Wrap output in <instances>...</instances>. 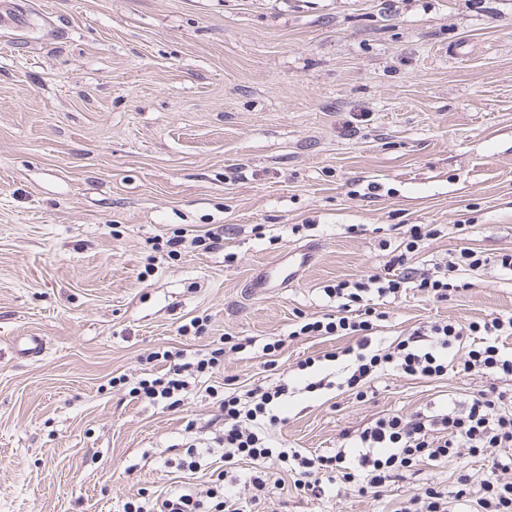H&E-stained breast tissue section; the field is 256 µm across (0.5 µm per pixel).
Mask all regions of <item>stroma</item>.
Masks as SVG:
<instances>
[{
	"label": "stroma",
	"mask_w": 512,
	"mask_h": 512,
	"mask_svg": "<svg viewBox=\"0 0 512 512\" xmlns=\"http://www.w3.org/2000/svg\"><path fill=\"white\" fill-rule=\"evenodd\" d=\"M14 3L27 27L0 25V512H124L221 481L239 512H399L427 484L456 491L462 472L479 497L488 461L464 453L375 497L311 496L286 474L256 502L250 464L205 448L227 381L288 380L271 441L316 455L385 414L512 392L489 375L388 371L361 399L338 387L351 338L291 334L298 315L335 309L325 286L382 272L404 225L441 227L419 268L463 246L512 250V0ZM210 232L219 247L168 257L174 234ZM283 260L293 278L254 289ZM464 278L444 303L400 293L374 344L512 314V274ZM196 316L205 332L179 335ZM227 336L252 345L195 377L184 403L133 399L130 382L164 368L150 353Z\"/></svg>",
	"instance_id": "obj_1"
}]
</instances>
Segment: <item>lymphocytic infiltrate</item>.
Listing matches in <instances>:
<instances>
[{
	"instance_id": "f902f5d3",
	"label": "lymphocytic infiltrate",
	"mask_w": 512,
	"mask_h": 512,
	"mask_svg": "<svg viewBox=\"0 0 512 512\" xmlns=\"http://www.w3.org/2000/svg\"><path fill=\"white\" fill-rule=\"evenodd\" d=\"M438 233L433 224L409 225L400 249L386 261L383 272L325 288V295L336 302L335 312L319 318L305 316L297 324L295 333L299 336L354 338V345L345 350L352 362L343 381L347 389L360 391L371 376L389 370L416 378L447 375L449 351L470 336L479 337L480 343L468 351L459 365L460 372L512 378V350L499 343L501 337L512 336L511 314L482 322L430 321L396 344L374 348L373 331L386 313L370 305L369 297L382 300L411 288L434 301H449L466 288L463 272L487 265L488 259L481 252L463 247L432 268L407 266L408 254ZM223 356V349L216 348L194 361L175 363L169 352H162L163 361L169 364L167 371L137 380L131 393L141 401L156 403L188 392L191 375L209 372ZM289 391V384L284 382L242 393L227 390L220 400L224 431L216 443L225 464L249 460V484L257 494L278 488V481L269 476L273 467L290 472L295 488L317 496L325 494L323 480L330 476L359 494L375 495L413 465L442 464L463 448L474 457L489 455V449L495 448L499 454L490 456L479 498H472L469 476L462 473L455 492L430 484L406 500L401 512H512V458L500 453L501 448L512 446V413L506 409L512 399L506 392L490 390L464 399L451 398L429 414L418 411L408 416L378 417L350 437L347 450L327 456L271 446L268 431L280 422L274 408Z\"/></svg>"
}]
</instances>
